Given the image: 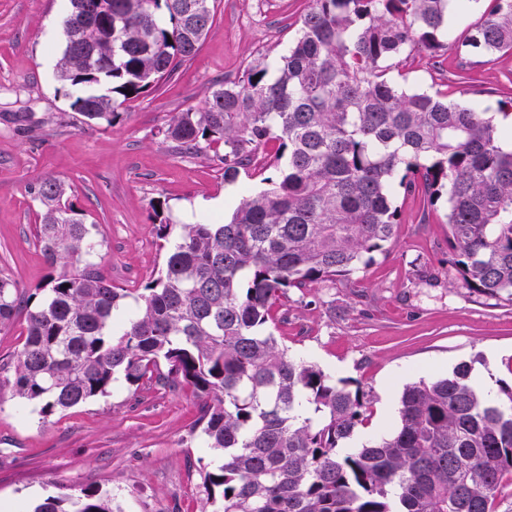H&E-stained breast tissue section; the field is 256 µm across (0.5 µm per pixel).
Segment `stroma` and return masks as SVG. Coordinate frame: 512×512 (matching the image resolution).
I'll return each instance as SVG.
<instances>
[{
  "label": "stroma",
  "mask_w": 512,
  "mask_h": 512,
  "mask_svg": "<svg viewBox=\"0 0 512 512\" xmlns=\"http://www.w3.org/2000/svg\"><path fill=\"white\" fill-rule=\"evenodd\" d=\"M306 0H216L212 27L195 59L155 90L124 105L120 121L85 123L56 77L68 0H0V274L30 294L49 273L35 224L34 190L47 177L97 225V260L113 281L139 287L164 262L153 223L164 204L174 224L230 217L243 189L261 176L224 180L216 155H180L161 133L173 115L198 110L215 83L239 80L259 56L275 62L293 42ZM481 10L454 14L440 57L416 52L394 66L395 81L450 102L497 112L512 99V52L472 55L456 47ZM401 224L386 253L351 279L290 291L288 320L275 331L291 355L338 378L360 381L374 398L370 428L390 427L403 387L444 376L462 362L483 394L512 380V300L465 288L448 264L445 205L398 193ZM199 400L124 382L109 396L43 417L0 389V512H29L56 485L106 492L122 512H200L201 462L214 454L190 440Z\"/></svg>",
  "instance_id": "35a3bbf8"
}]
</instances>
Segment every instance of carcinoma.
<instances>
[{
	"label": "carcinoma",
	"mask_w": 512,
	"mask_h": 512,
	"mask_svg": "<svg viewBox=\"0 0 512 512\" xmlns=\"http://www.w3.org/2000/svg\"><path fill=\"white\" fill-rule=\"evenodd\" d=\"M469 0H307L288 53L214 85L204 107L174 115L164 136L182 154L214 144L224 182L273 174L229 221L173 225L142 288L112 282L94 261L97 228L43 179L35 236L50 273L21 299L0 275V328L25 311L21 347L0 386L48 417L135 387L194 389V429L221 461L203 465L201 512H496L512 476V383L490 399L458 364L405 385L394 426L356 442L373 417L361 383L297 361L271 330L288 293L350 278L386 252L398 229L395 187L448 204L449 262L463 284L512 300V124L413 91L388 61L443 50L448 18ZM77 17L112 13V32L64 30L57 64L71 107L109 125L128 100L195 58L214 0H70ZM512 50V0H488L460 45ZM103 86L98 94L94 87ZM399 182H394V179ZM281 308L280 317L273 315ZM32 512H121L96 490L58 487Z\"/></svg>",
	"instance_id": "1"
}]
</instances>
